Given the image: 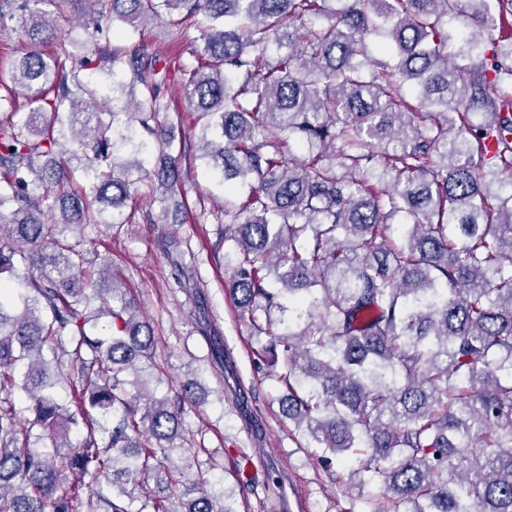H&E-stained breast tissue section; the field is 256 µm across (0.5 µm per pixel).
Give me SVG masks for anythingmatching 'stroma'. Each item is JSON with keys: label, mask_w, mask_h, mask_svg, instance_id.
<instances>
[{"label": "stroma", "mask_w": 512, "mask_h": 512, "mask_svg": "<svg viewBox=\"0 0 512 512\" xmlns=\"http://www.w3.org/2000/svg\"><path fill=\"white\" fill-rule=\"evenodd\" d=\"M101 42L140 43L147 52L169 56L176 67L195 63L202 45L195 28L175 37L162 22ZM165 96L180 107L158 120L182 149V179L174 194L184 205L182 223H158L160 204L143 196L128 202L129 224L69 228L67 240L83 252L91 271L110 258L116 278L153 326L156 360L166 378L154 386L155 395L189 379L199 382V403L185 408V437L199 448L198 466L209 472L215 494L229 495L235 508L250 512H369L379 488L352 479L358 462L337 460L327 468L317 449L300 447L279 412L277 383L253 362L256 340L227 292L232 274L224 266V191L201 156L204 133L184 106L178 79L168 82Z\"/></svg>", "instance_id": "stroma-1"}]
</instances>
